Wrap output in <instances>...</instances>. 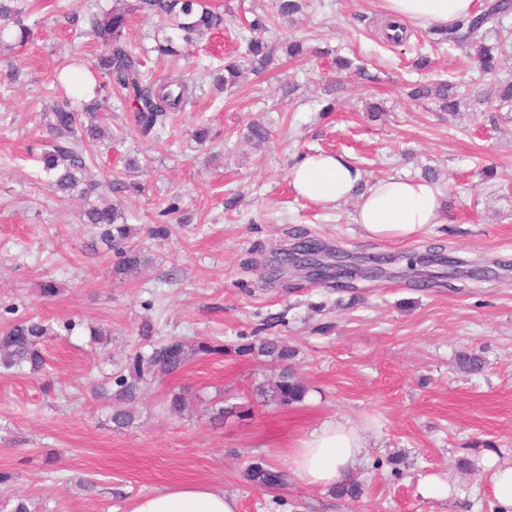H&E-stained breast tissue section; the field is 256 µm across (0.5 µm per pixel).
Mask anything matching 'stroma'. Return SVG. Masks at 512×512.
Wrapping results in <instances>:
<instances>
[{
    "mask_svg": "<svg viewBox=\"0 0 512 512\" xmlns=\"http://www.w3.org/2000/svg\"><path fill=\"white\" fill-rule=\"evenodd\" d=\"M219 2L233 23L191 47L188 69L222 65L237 49L238 22L271 7ZM111 6L30 0L28 42L0 49V326L40 316L52 328L43 372L0 370V473L12 476L0 485V512L20 497L30 512H130L138 497L196 481L233 496L238 512H494L484 459L512 460V107L491 90L512 80V56L484 73L464 49L436 44L431 66L417 71L423 30L389 43L376 0H314L293 22L271 23L265 37L306 39L317 55H276L267 73L224 93L201 83L163 139L140 137L113 98L98 118L112 136L96 144L91 170L126 184L120 199L150 259L124 278L112 271L116 256L93 253L79 204L61 201L40 164L55 75L72 55L94 62L101 47L87 34L88 16ZM156 28L133 15L127 38L149 70L165 74L174 66L152 51ZM340 55L364 65L365 76L337 80ZM289 81L296 90L286 96ZM417 81L456 85L460 111L410 99ZM330 100L336 109L324 112ZM370 103L382 107L378 120L365 112ZM201 122L214 134L203 147L191 137ZM256 124L266 139L253 137ZM315 151L347 157L368 181L430 177L444 191V223L405 243L365 238L351 220L354 201L326 208L292 191L290 169ZM172 204L176 212L160 218ZM163 221L170 236L149 237ZM302 232L404 264L436 250L490 275L450 282L407 270L351 289L297 270L275 274V253ZM47 280L56 297L40 296ZM146 322L153 339L184 336L216 351L149 385L133 424L116 430L108 400L92 389H114L128 372L146 348ZM94 327L109 331V343H92ZM266 339L296 349L291 365L308 388L302 403L257 402L255 386L282 368L251 352ZM466 352L483 358L482 373L462 371ZM179 389L225 397L235 411L220 425L199 411L163 413L161 401ZM332 417L361 425L368 442L356 465L357 501L295 475L275 490L244 479L256 458L289 468L292 449ZM432 477L448 480L449 497L420 495Z\"/></svg>",
    "mask_w": 512,
    "mask_h": 512,
    "instance_id": "obj_1",
    "label": "stroma"
}]
</instances>
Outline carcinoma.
Wrapping results in <instances>:
<instances>
[{"instance_id": "cac0c4a2", "label": "carcinoma", "mask_w": 512, "mask_h": 512, "mask_svg": "<svg viewBox=\"0 0 512 512\" xmlns=\"http://www.w3.org/2000/svg\"><path fill=\"white\" fill-rule=\"evenodd\" d=\"M310 7V0H274L273 11L259 14L249 22V36L244 38L241 55L224 64V72H206L216 87L224 90L240 84L243 74L268 71L275 57V47L269 45L261 33L273 20L289 19ZM512 11V0H493L470 16L448 26L434 28L428 33L436 41H448L459 47L475 50L477 63L486 72H492L508 49L512 48V32L506 34L493 27L500 16ZM27 0H0V45L13 42L23 45L31 30L24 24ZM142 13L155 16L161 36L155 38L153 51L176 62L187 56L186 48L204 36L224 29L226 14L209 0H131L124 6H114L93 18L91 34L103 47L97 65L84 78L80 70L84 63L74 58L56 74V84L67 86L70 93L56 102L45 129L49 148L41 157L42 172L63 198L82 204L84 223L92 225V250L103 248L118 258L114 272L132 274L147 262L142 246L133 241V228L119 199L110 195L124 189V184L104 177L94 180L88 176V147L106 137L97 124L84 123L82 117L109 109L110 90H117L121 100L132 112V122L143 137H161L177 112L194 97L197 81L191 78L172 80L168 76L155 77L146 71L143 56L134 52L125 37L129 17ZM496 33L495 42H485L489 31ZM413 100H434L448 112L459 110L453 86L446 82L420 84L409 92ZM49 336V327L39 318L30 317L0 331V367L6 371L19 370L37 374L43 371L46 359L42 345ZM142 337L149 342V352L137 353L128 374L116 380L110 421L113 428L123 429L134 421V405L144 389L152 382L182 372L194 358L221 352V348L203 342L196 345L181 336L163 342H151L149 331ZM249 350L261 356L282 362L295 358L296 352L278 341H263ZM255 395L264 403L288 407L301 403L307 387L291 371L284 368L270 385H259ZM186 409L185 391L169 393L164 410L179 417ZM246 479L260 487L277 489L288 484V471L275 468L263 461L249 465Z\"/></svg>"}]
</instances>
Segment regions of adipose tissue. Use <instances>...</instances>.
Returning <instances> with one entry per match:
<instances>
[{"instance_id":"obj_1","label":"adipose tissue","mask_w":512,"mask_h":512,"mask_svg":"<svg viewBox=\"0 0 512 512\" xmlns=\"http://www.w3.org/2000/svg\"><path fill=\"white\" fill-rule=\"evenodd\" d=\"M379 6L390 19L428 29L464 18L474 0H379ZM289 178L296 195L324 206L356 200L353 222L370 239L406 242L443 221V194L435 183L399 176L368 182L358 167L337 154H307ZM366 448L358 425L332 419L309 433L291 453L290 462L305 484L334 487L352 481ZM131 512H238V503L208 484L185 483L139 497Z\"/></svg>"}]
</instances>
